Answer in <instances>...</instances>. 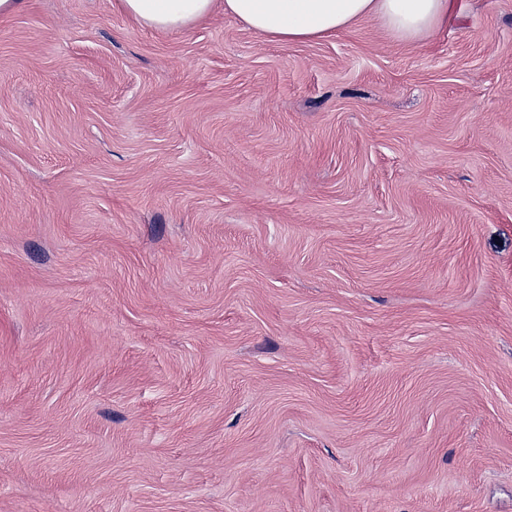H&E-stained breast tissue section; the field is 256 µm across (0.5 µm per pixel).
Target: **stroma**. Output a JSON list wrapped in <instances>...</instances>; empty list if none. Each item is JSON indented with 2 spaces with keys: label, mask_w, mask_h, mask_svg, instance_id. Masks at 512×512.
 <instances>
[{
  "label": "stroma",
  "mask_w": 512,
  "mask_h": 512,
  "mask_svg": "<svg viewBox=\"0 0 512 512\" xmlns=\"http://www.w3.org/2000/svg\"><path fill=\"white\" fill-rule=\"evenodd\" d=\"M112 3L0 19V512H512V0ZM453 0H115L135 24L167 33L209 18L217 9L277 41L333 37L365 18L378 20L399 42H417L440 29Z\"/></svg>",
  "instance_id": "obj_1"
}]
</instances>
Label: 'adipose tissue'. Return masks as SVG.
<instances>
[{
	"label": "adipose tissue",
	"instance_id": "adipose-tissue-1",
	"mask_svg": "<svg viewBox=\"0 0 512 512\" xmlns=\"http://www.w3.org/2000/svg\"><path fill=\"white\" fill-rule=\"evenodd\" d=\"M115 7L135 24L162 33L201 23L221 9L280 42L327 39L372 18L393 39L412 43L440 29L453 0H115Z\"/></svg>",
	"mask_w": 512,
	"mask_h": 512
}]
</instances>
